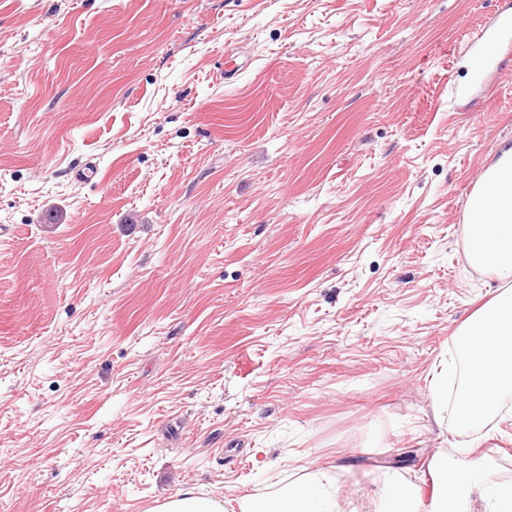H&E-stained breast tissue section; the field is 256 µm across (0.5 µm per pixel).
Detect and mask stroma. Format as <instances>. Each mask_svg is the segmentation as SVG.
I'll return each instance as SVG.
<instances>
[{"mask_svg":"<svg viewBox=\"0 0 512 512\" xmlns=\"http://www.w3.org/2000/svg\"><path fill=\"white\" fill-rule=\"evenodd\" d=\"M509 96L512 0H0V512L512 479L430 412Z\"/></svg>","mask_w":512,"mask_h":512,"instance_id":"obj_1","label":"stroma"}]
</instances>
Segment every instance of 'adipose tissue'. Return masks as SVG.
Wrapping results in <instances>:
<instances>
[{"instance_id": "adipose-tissue-1", "label": "adipose tissue", "mask_w": 512, "mask_h": 512, "mask_svg": "<svg viewBox=\"0 0 512 512\" xmlns=\"http://www.w3.org/2000/svg\"><path fill=\"white\" fill-rule=\"evenodd\" d=\"M464 256L477 269L493 273L495 296L477 309L455 333V351L473 369L458 393L459 430H479L512 393V139L499 142L467 203ZM423 483L389 476L373 512H512V480L490 481L483 460L466 464L434 455ZM240 512H360L345 498L331 469L312 465L271 498L247 495Z\"/></svg>"}]
</instances>
